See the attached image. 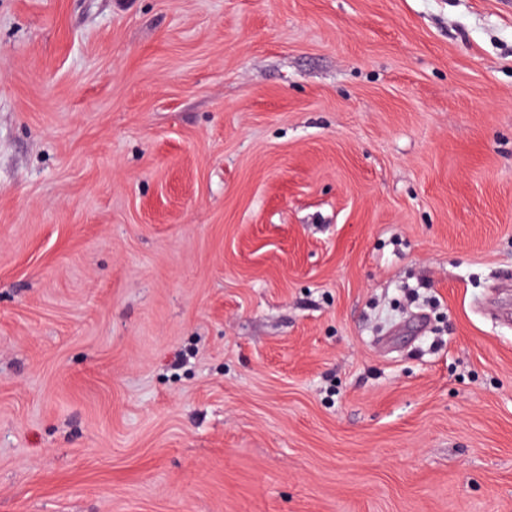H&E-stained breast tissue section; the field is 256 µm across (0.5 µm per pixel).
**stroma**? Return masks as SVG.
<instances>
[{
  "label": "stroma",
  "mask_w": 512,
  "mask_h": 512,
  "mask_svg": "<svg viewBox=\"0 0 512 512\" xmlns=\"http://www.w3.org/2000/svg\"><path fill=\"white\" fill-rule=\"evenodd\" d=\"M505 0H0V512H512Z\"/></svg>",
  "instance_id": "stroma-1"
}]
</instances>
